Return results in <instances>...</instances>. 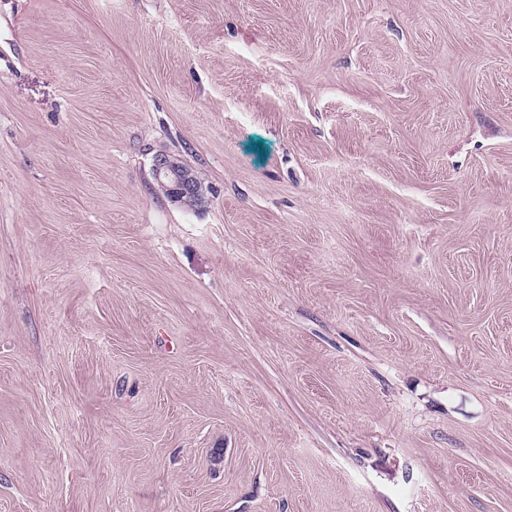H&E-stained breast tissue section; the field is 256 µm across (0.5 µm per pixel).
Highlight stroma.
Wrapping results in <instances>:
<instances>
[{
    "label": "stroma",
    "mask_w": 512,
    "mask_h": 512,
    "mask_svg": "<svg viewBox=\"0 0 512 512\" xmlns=\"http://www.w3.org/2000/svg\"><path fill=\"white\" fill-rule=\"evenodd\" d=\"M0 512H512V0H0ZM153 175L156 181L166 188L159 190L171 199L193 209V202L197 206L205 203L202 184L196 175L184 166L177 158L167 154H159L154 159Z\"/></svg>",
    "instance_id": "1"
}]
</instances>
